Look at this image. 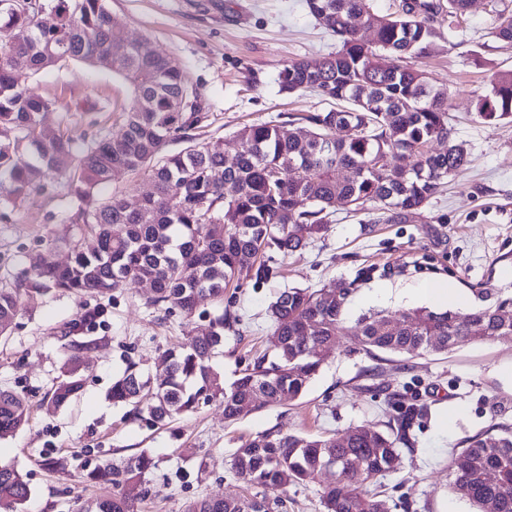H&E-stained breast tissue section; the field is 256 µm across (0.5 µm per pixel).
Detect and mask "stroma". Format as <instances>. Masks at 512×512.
Returning <instances> with one entry per match:
<instances>
[{"label": "stroma", "instance_id": "stroma-1", "mask_svg": "<svg viewBox=\"0 0 512 512\" xmlns=\"http://www.w3.org/2000/svg\"><path fill=\"white\" fill-rule=\"evenodd\" d=\"M127 39L145 40L184 70L207 120L201 142L237 151V132L272 122L285 125L326 109L313 91L281 92L279 73L290 62L328 55L336 38L309 13L306 0H105ZM512 0H472L457 29L440 19L431 52L410 59L448 89L449 112L469 164L450 176L442 193L402 224H371L366 214L337 204L328 231L303 252L277 256L280 274L256 284L242 271L224 291L226 308L240 322L224 334V352L213 367L232 383L270 346L266 308L284 288H333L353 283L347 324L378 305L360 297L378 285L413 288L448 283L465 309L512 293V122H488L475 111L491 91L494 73L512 70V50L493 37L497 13ZM31 88L55 99L47 129L87 137L115 135L127 104L126 84L108 70L80 62L36 74ZM71 205L63 181L50 180L25 199L0 205V287L12 288L43 258L66 263L68 245L85 229L64 223ZM146 283L123 285L104 296L53 291L23 302L9 337L0 338V387L31 398L29 424L0 440V466L18 469L31 489L22 512H83L111 497L112 486L90 481L102 461L123 465L147 452L153 466L137 489V512H184L205 497H252L257 487L232 468L237 448L258 433L277 429L303 437L331 438L363 422L386 427L400 405L425 412L415 422L396 470L377 490L392 512H474L451 487V457L465 439L497 425L512 426V339L462 343L443 354L418 356L368 352L350 337L336 340L304 396L224 418L221 401L173 415L166 423L134 418L109 392L127 360L152 374L162 354L185 342L175 315L146 307ZM75 342L86 343L85 383L77 398L57 411L39 400L61 378ZM61 469H54V462ZM321 483L271 490L282 500L275 512H323Z\"/></svg>", "mask_w": 512, "mask_h": 512}]
</instances>
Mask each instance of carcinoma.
Segmentation results:
<instances>
[{
    "label": "carcinoma",
    "mask_w": 512,
    "mask_h": 512,
    "mask_svg": "<svg viewBox=\"0 0 512 512\" xmlns=\"http://www.w3.org/2000/svg\"><path fill=\"white\" fill-rule=\"evenodd\" d=\"M306 2L340 46L334 54L285 65L280 87L289 93L316 91L335 107L306 116L308 130L298 136L285 135L278 124L246 126L237 133L239 151L229 159L220 144L192 137L190 131L206 119L197 92L181 69L147 43L112 59V73L131 93L117 136L79 140L64 132L46 134V110L56 103L31 90V77L67 61L99 66L111 53L118 27L105 0H53L40 11L0 0V32L14 35L9 51L31 62L21 73L0 55V174L10 181L4 202L24 199L44 179L58 175L73 202L68 221L86 226L93 240L91 246L74 244L67 264L45 258L22 286L0 288L1 337L22 299L52 290L102 296L127 282H147L154 292L148 304L178 311L189 325L198 298L209 297L220 314L188 343L166 351L161 370L146 375L129 362L112 385V401L163 422L217 398L226 420L292 402L304 394L324 353L343 334L369 352L394 355L446 353L462 342L512 336V320L497 315L504 307L512 311V297L465 313L426 307L398 317L379 313L350 329L343 312L352 284L288 288L268 308L272 354L257 357L224 388L211 362L231 327L224 288L238 272L254 271L257 283L278 277L274 255L300 251L324 234L338 200L356 211L376 205L383 221L401 224L468 163L449 117L447 89L405 59L428 54L438 37L435 18L448 16L453 30L470 0H403L396 15L371 11L369 0ZM363 15L372 29L368 43L355 27ZM494 36L512 46V11L498 13ZM381 52L396 63L379 62ZM491 83V95L477 103L478 116L512 118V71L494 75ZM173 139L186 146L167 152ZM436 142L446 149L434 150ZM23 150L32 152L36 163L19 168L14 157ZM63 157H74L77 164L66 171L59 166ZM142 170L151 178L152 192L138 207L116 194L102 196L119 174ZM217 171L220 180L214 178ZM86 347L74 345L62 379L42 400L46 410L64 406L81 391ZM29 409L23 393L0 388V438L22 429ZM422 413L414 405L402 407L385 430L358 424L340 448L332 438L268 430L237 449L233 468L251 485L283 489L314 482L332 466L335 481L322 488L324 512H383L386 501L368 487L397 466L401 446ZM152 464L143 451L122 466H98L91 478L111 484L113 493L87 512H136L126 488L142 483ZM451 470L454 492L479 512L487 506L512 512V427L501 425L467 441L452 456ZM29 495L24 476L1 466L0 512H19ZM187 512H271V504L256 496L202 498Z\"/></svg>",
    "instance_id": "cac0c4a2"
}]
</instances>
